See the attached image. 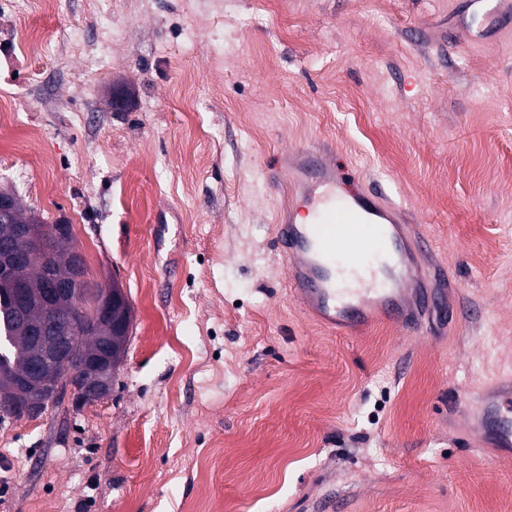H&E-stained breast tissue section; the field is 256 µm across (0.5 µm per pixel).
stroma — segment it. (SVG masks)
<instances>
[{
	"instance_id": "stroma-1",
	"label": "stroma",
	"mask_w": 512,
	"mask_h": 512,
	"mask_svg": "<svg viewBox=\"0 0 512 512\" xmlns=\"http://www.w3.org/2000/svg\"><path fill=\"white\" fill-rule=\"evenodd\" d=\"M464 6L0 0V189L133 315L108 400L0 420V512H512V449L449 411L512 376V30ZM311 146L429 239V333L291 295Z\"/></svg>"
}]
</instances>
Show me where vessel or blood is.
<instances>
[{
	"label": "vessel or blood",
	"instance_id": "b4317fda",
	"mask_svg": "<svg viewBox=\"0 0 512 512\" xmlns=\"http://www.w3.org/2000/svg\"><path fill=\"white\" fill-rule=\"evenodd\" d=\"M308 183L299 196L308 221L281 218L275 242L287 261L297 300L324 324L351 334L374 319L418 332L424 315L442 308L436 295L419 312L398 304L413 285L408 260L423 241L408 244L395 222L398 209L375 190L344 188L315 150L303 152Z\"/></svg>",
	"mask_w": 512,
	"mask_h": 512
}]
</instances>
